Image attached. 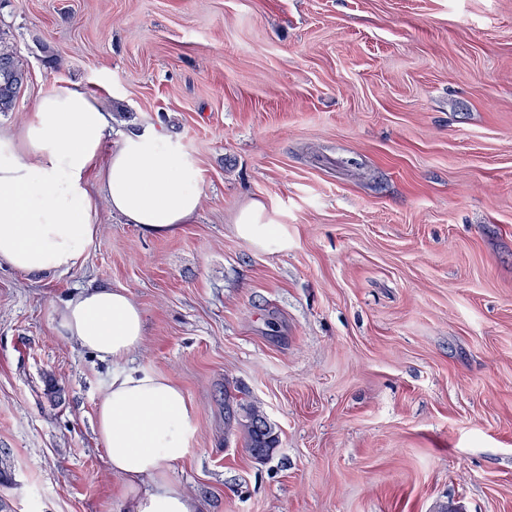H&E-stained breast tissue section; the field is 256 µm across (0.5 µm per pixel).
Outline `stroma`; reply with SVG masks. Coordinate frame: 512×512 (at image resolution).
Returning <instances> with one entry per match:
<instances>
[{"label":"stroma","instance_id":"stroma-1","mask_svg":"<svg viewBox=\"0 0 512 512\" xmlns=\"http://www.w3.org/2000/svg\"><path fill=\"white\" fill-rule=\"evenodd\" d=\"M0 31V133L74 84L108 146L160 125L202 175L171 235L104 204L82 267H0V512H105L93 418L131 368L196 409L169 474L202 512H512V0H0ZM257 201L286 250L238 236ZM97 286L143 311L129 360L56 333ZM24 76V69L12 46L0 35V112L14 110ZM242 409L245 414L242 419H237V428L244 448L253 458L266 460L278 447V436L258 408L249 405Z\"/></svg>","mask_w":512,"mask_h":512}]
</instances>
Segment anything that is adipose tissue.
<instances>
[{
    "label": "adipose tissue",
    "mask_w": 512,
    "mask_h": 512,
    "mask_svg": "<svg viewBox=\"0 0 512 512\" xmlns=\"http://www.w3.org/2000/svg\"><path fill=\"white\" fill-rule=\"evenodd\" d=\"M97 97L50 84L15 132L0 134V266L23 274L79 267L99 234L100 202L146 234L164 236L195 218L199 175L167 131L149 125L107 147ZM254 203L239 235L263 250L288 239ZM59 336L103 361L126 359L144 338V315L123 288H86L55 311ZM196 411L170 378L113 374L95 409V433L120 483L112 512H201L167 474L188 453Z\"/></svg>",
    "instance_id": "ef3b65f1"
}]
</instances>
